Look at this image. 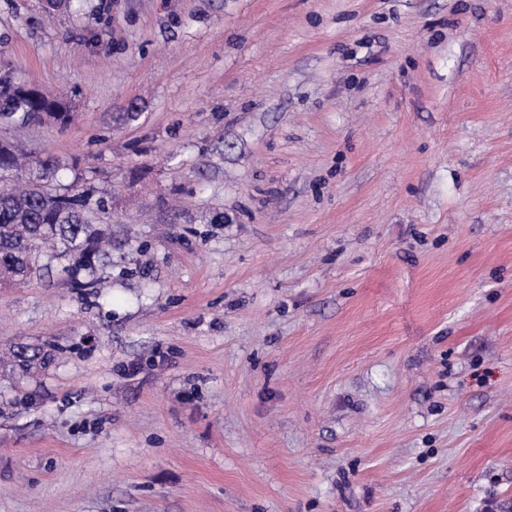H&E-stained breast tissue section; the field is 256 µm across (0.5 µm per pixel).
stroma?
Listing matches in <instances>:
<instances>
[{
	"instance_id": "35a3bbf8",
	"label": "stroma",
	"mask_w": 512,
	"mask_h": 512,
	"mask_svg": "<svg viewBox=\"0 0 512 512\" xmlns=\"http://www.w3.org/2000/svg\"><path fill=\"white\" fill-rule=\"evenodd\" d=\"M1 70L112 252L0 287V512H512V0H0ZM23 85L26 84L19 82L18 88L11 92L0 89V124L26 129L45 121H52L62 128L70 123L71 114L65 102L45 94L41 98H31L22 92ZM12 358L8 359L6 366L9 372L22 371L29 373L30 371L42 368L45 365L44 355L40 348H30L21 346L17 350H13Z\"/></svg>"
}]
</instances>
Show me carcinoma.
<instances>
[{
	"label": "carcinoma",
	"mask_w": 512,
	"mask_h": 512,
	"mask_svg": "<svg viewBox=\"0 0 512 512\" xmlns=\"http://www.w3.org/2000/svg\"><path fill=\"white\" fill-rule=\"evenodd\" d=\"M70 120L69 108L61 100L47 95L31 98L20 88L0 91V124L26 129L52 121L64 128ZM65 168L67 164L54 155L31 166L20 143L0 141V176L16 180L0 189L1 283H28L40 276L45 265L56 263L71 276L74 287H93L94 281L80 274L94 275L107 256L106 234L93 223L94 213L105 210V201L93 199L80 184L79 174L68 184L56 181ZM43 365L41 349L27 346L17 348L6 362L12 373H28Z\"/></svg>",
	"instance_id": "1"
}]
</instances>
